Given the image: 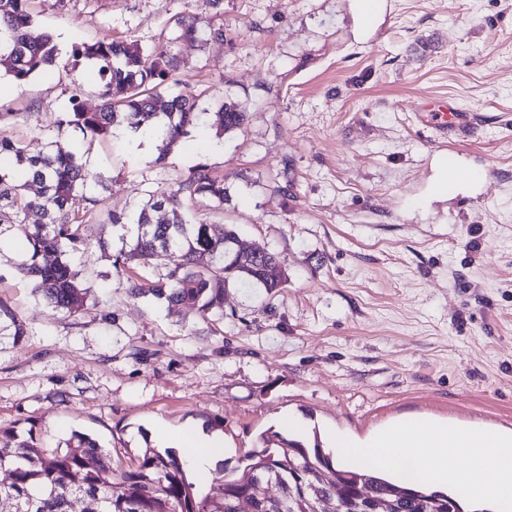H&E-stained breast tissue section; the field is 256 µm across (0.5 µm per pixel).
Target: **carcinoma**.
<instances>
[{
	"label": "carcinoma",
	"mask_w": 512,
	"mask_h": 512,
	"mask_svg": "<svg viewBox=\"0 0 512 512\" xmlns=\"http://www.w3.org/2000/svg\"><path fill=\"white\" fill-rule=\"evenodd\" d=\"M31 0H0V73L24 83L58 65L57 46L47 32H34ZM77 54L98 67L102 83L100 108L87 112L77 100L62 124L79 130L85 139H105L112 128L125 125L160 141L156 162L162 163L197 125L210 121L221 137L240 128L245 108L231 97L210 116L197 109L191 91L162 97L178 59L170 43L149 50L132 42L98 40L85 43ZM91 175L86 162L57 141L48 140L31 151L24 142L0 133V241L21 237L29 258L15 269L28 280L47 306L76 315L89 294L82 270L72 259L83 245L80 227L100 204L86 194ZM224 178L197 164L169 191L151 195L138 212L132 243L125 259L153 269L167 254L181 262L166 280L133 282L134 296H150L171 306L191 305L205 316L224 315V292L247 283L276 293L286 286L279 274L259 263L251 268L230 265L232 229L195 222L186 201L219 208L226 200ZM37 220L29 222V216ZM208 255L210 266L197 260ZM19 340L25 330L12 308L0 300V335ZM278 448L249 453L241 473L203 492L188 479L185 464L174 452L147 448L127 467H112L110 451L89 435L74 431L64 447H45L36 431L9 436L11 447H0V512H71L70 502L81 496L88 512H238V501L249 498L254 512H320L330 502L335 512H362L374 502L386 512H467L450 493L410 486L399 478L340 470L319 446L275 434ZM269 483L279 493L268 498L260 489Z\"/></svg>",
	"instance_id": "cac0c4a2"
}]
</instances>
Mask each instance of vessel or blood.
<instances>
[{"label":"vessel or blood","instance_id":"b4317fda","mask_svg":"<svg viewBox=\"0 0 512 512\" xmlns=\"http://www.w3.org/2000/svg\"><path fill=\"white\" fill-rule=\"evenodd\" d=\"M413 116L434 150L467 140L477 128L475 114L462 108L455 99L447 97L436 101H418L413 107Z\"/></svg>","mask_w":512,"mask_h":512}]
</instances>
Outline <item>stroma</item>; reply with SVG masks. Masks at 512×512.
<instances>
[{
	"mask_svg": "<svg viewBox=\"0 0 512 512\" xmlns=\"http://www.w3.org/2000/svg\"><path fill=\"white\" fill-rule=\"evenodd\" d=\"M35 0V28L60 64L16 84L0 75V132L34 145L81 146L86 193L106 207L82 227L77 254L90 290L78 316L52 311L0 254V299L22 322L0 336V427L35 428L53 445L78 430L113 466L154 442L155 428L219 432L224 458L204 488L235 476L246 453L289 417L307 444L328 429L358 438L408 415L512 429V0H388L371 32L355 0ZM223 25V39L181 41L171 90L213 111L246 108L233 133L194 128L164 163L158 144L120 131L84 143L60 126L72 100L100 105L99 78L77 46L103 38L145 48L179 18ZM448 96L476 113L458 160L494 176L432 194L439 174L412 119L414 103ZM223 175V209L193 220L233 229L279 254L275 294L228 288L224 313L132 297L115 269L149 195L197 164Z\"/></svg>",
	"mask_w": 512,
	"mask_h": 512,
	"instance_id": "1",
	"label": "stroma"
}]
</instances>
